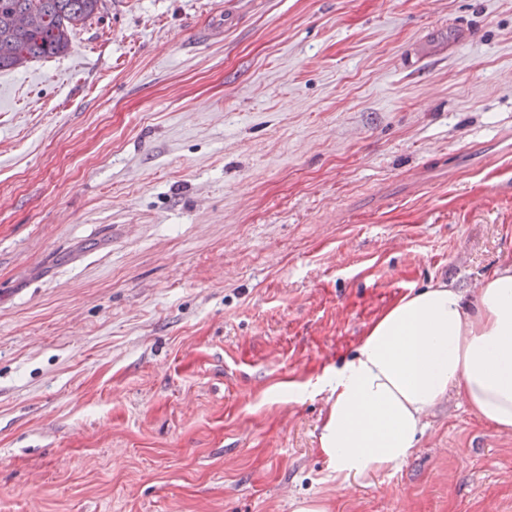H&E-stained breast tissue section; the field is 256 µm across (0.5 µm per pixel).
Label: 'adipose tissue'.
<instances>
[{
    "instance_id": "adipose-tissue-1",
    "label": "adipose tissue",
    "mask_w": 512,
    "mask_h": 512,
    "mask_svg": "<svg viewBox=\"0 0 512 512\" xmlns=\"http://www.w3.org/2000/svg\"><path fill=\"white\" fill-rule=\"evenodd\" d=\"M319 387L329 402L319 448L346 481L399 467L455 388L480 421L512 432V263L470 300L442 281L404 294Z\"/></svg>"
}]
</instances>
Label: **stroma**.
I'll return each instance as SVG.
<instances>
[{"instance_id": "35a3bbf8", "label": "stroma", "mask_w": 512, "mask_h": 512, "mask_svg": "<svg viewBox=\"0 0 512 512\" xmlns=\"http://www.w3.org/2000/svg\"><path fill=\"white\" fill-rule=\"evenodd\" d=\"M512 0H106L0 71V512H512L455 394L342 481L312 392L512 263Z\"/></svg>"}]
</instances>
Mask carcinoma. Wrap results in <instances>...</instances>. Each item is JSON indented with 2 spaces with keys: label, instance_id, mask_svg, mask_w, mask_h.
<instances>
[{
  "label": "carcinoma",
  "instance_id": "obj_1",
  "mask_svg": "<svg viewBox=\"0 0 512 512\" xmlns=\"http://www.w3.org/2000/svg\"><path fill=\"white\" fill-rule=\"evenodd\" d=\"M104 0H0V70L66 54L72 29Z\"/></svg>",
  "mask_w": 512,
  "mask_h": 512
}]
</instances>
